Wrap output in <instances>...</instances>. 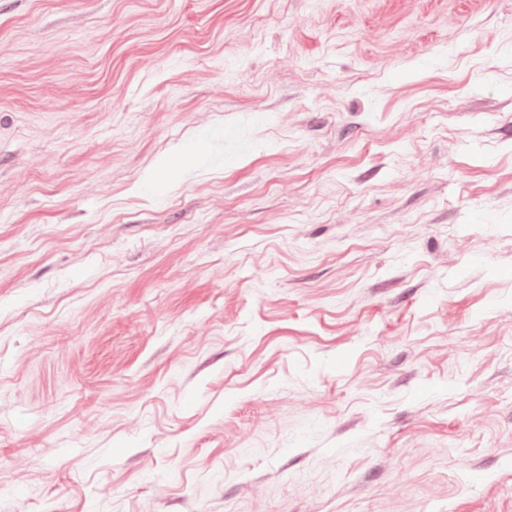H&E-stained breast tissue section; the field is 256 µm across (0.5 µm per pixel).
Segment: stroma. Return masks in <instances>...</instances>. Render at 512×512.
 <instances>
[{
    "label": "stroma",
    "instance_id": "1",
    "mask_svg": "<svg viewBox=\"0 0 512 512\" xmlns=\"http://www.w3.org/2000/svg\"><path fill=\"white\" fill-rule=\"evenodd\" d=\"M14 512H512V0H0Z\"/></svg>",
    "mask_w": 512,
    "mask_h": 512
}]
</instances>
